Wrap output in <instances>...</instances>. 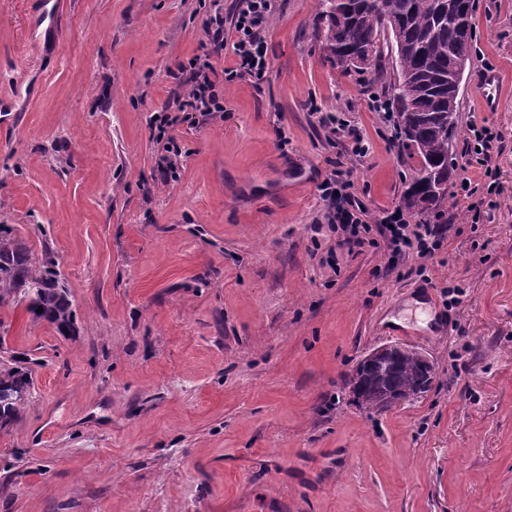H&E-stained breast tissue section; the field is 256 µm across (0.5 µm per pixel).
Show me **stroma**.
I'll return each instance as SVG.
<instances>
[{
	"mask_svg": "<svg viewBox=\"0 0 512 512\" xmlns=\"http://www.w3.org/2000/svg\"><path fill=\"white\" fill-rule=\"evenodd\" d=\"M238 0H0V224L54 257L71 335L0 309L35 390L0 430V512H512V0H473L449 184H486L469 124L501 136L496 190L471 223L449 196L434 258L349 248L321 183L342 172L369 219L400 206L419 160L374 112L369 70L337 68L316 0H274L261 84L187 113L161 170L152 119ZM500 80L497 111L481 77ZM332 114L361 135L332 133ZM385 344L436 374L364 410L350 378Z\"/></svg>",
	"mask_w": 512,
	"mask_h": 512,
	"instance_id": "35a3bbf8",
	"label": "stroma"
}]
</instances>
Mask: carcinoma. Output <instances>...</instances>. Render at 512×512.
Returning a JSON list of instances; mask_svg holds the SVG:
<instances>
[{
    "label": "carcinoma",
    "mask_w": 512,
    "mask_h": 512,
    "mask_svg": "<svg viewBox=\"0 0 512 512\" xmlns=\"http://www.w3.org/2000/svg\"><path fill=\"white\" fill-rule=\"evenodd\" d=\"M327 21L326 49L336 66L348 72L357 47L374 45L368 67L389 82L398 121L409 147L420 159L417 176L402 204L417 211L448 206V162L455 149L458 101L448 102L451 55L470 56L473 0H318ZM392 58V73L384 72ZM25 304L36 319L56 326L64 336L74 324L68 288L47 259L37 265L28 242L11 224H0V308ZM42 312H37V309ZM33 370L15 356L0 363V427L16 421L34 389ZM435 367L413 348L400 347L380 362L358 365L351 379L356 404L381 409L389 397L426 391Z\"/></svg>",
    "instance_id": "1"
}]
</instances>
